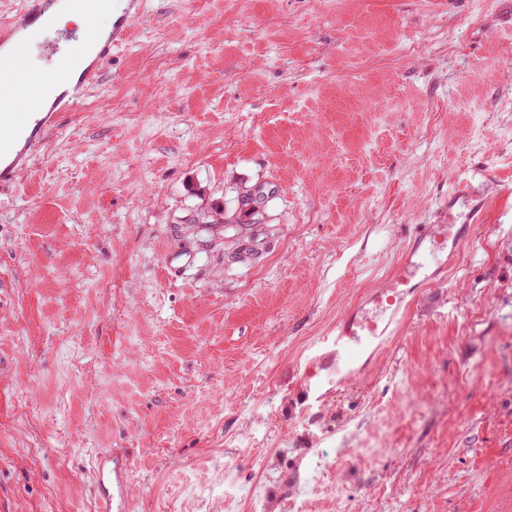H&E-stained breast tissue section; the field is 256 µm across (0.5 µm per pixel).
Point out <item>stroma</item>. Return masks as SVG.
<instances>
[{
    "label": "stroma",
    "mask_w": 512,
    "mask_h": 512,
    "mask_svg": "<svg viewBox=\"0 0 512 512\" xmlns=\"http://www.w3.org/2000/svg\"><path fill=\"white\" fill-rule=\"evenodd\" d=\"M484 218L364 372L480 169ZM512 0H145L0 187V512H512ZM259 193L260 221L238 205ZM111 454H100L95 460L97 488L100 495L102 512H123L126 510L129 484L128 467L112 468Z\"/></svg>",
    "instance_id": "1"
}]
</instances>
